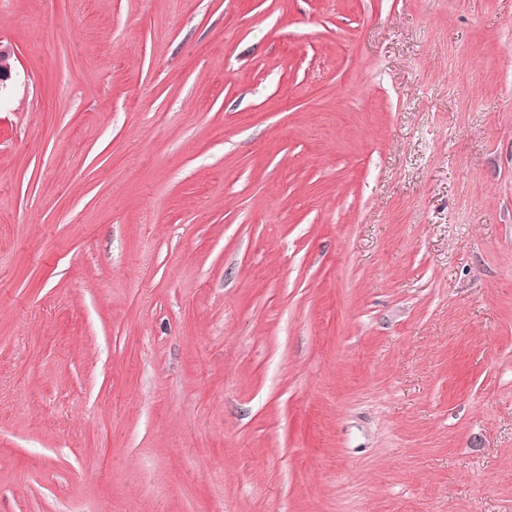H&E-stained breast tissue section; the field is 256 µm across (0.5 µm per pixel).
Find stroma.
Masks as SVG:
<instances>
[{"mask_svg":"<svg viewBox=\"0 0 512 512\" xmlns=\"http://www.w3.org/2000/svg\"><path fill=\"white\" fill-rule=\"evenodd\" d=\"M0 39V512H512V0ZM17 55L11 44H4L0 41V93L6 89L8 82L12 80L15 71V60Z\"/></svg>","mask_w":512,"mask_h":512,"instance_id":"1","label":"stroma"}]
</instances>
